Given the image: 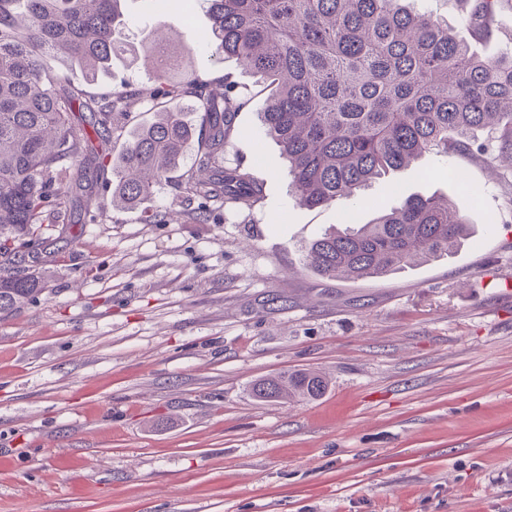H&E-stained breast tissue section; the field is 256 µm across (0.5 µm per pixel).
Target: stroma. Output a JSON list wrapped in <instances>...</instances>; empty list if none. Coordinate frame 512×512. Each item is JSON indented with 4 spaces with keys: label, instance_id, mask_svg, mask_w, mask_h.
<instances>
[{
    "label": "stroma",
    "instance_id": "35a3bbf8",
    "mask_svg": "<svg viewBox=\"0 0 512 512\" xmlns=\"http://www.w3.org/2000/svg\"><path fill=\"white\" fill-rule=\"evenodd\" d=\"M122 9L130 42L167 28L209 90L228 74L251 89L224 162L263 198L199 222L174 179L115 209L107 171L81 201L92 222L44 225L29 263L47 286L0 318V512H512V180L425 154L395 196L366 191L358 220L435 193L475 236L386 277L319 276L304 249L344 207L296 203L267 95L216 55L206 0H183L182 24L155 0ZM47 66L92 104L151 76L129 59L92 82ZM304 370L323 396L250 393Z\"/></svg>",
    "mask_w": 512,
    "mask_h": 512
}]
</instances>
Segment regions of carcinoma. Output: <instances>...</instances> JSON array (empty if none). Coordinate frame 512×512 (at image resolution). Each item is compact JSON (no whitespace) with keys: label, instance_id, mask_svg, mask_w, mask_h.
Here are the masks:
<instances>
[{"label":"carcinoma","instance_id":"obj_1","mask_svg":"<svg viewBox=\"0 0 512 512\" xmlns=\"http://www.w3.org/2000/svg\"><path fill=\"white\" fill-rule=\"evenodd\" d=\"M216 51L239 61L269 90L261 121L288 162L296 203L317 207L359 199L426 152L484 151L474 132L492 135L494 157L512 160V50L482 57L453 28L404 0H206ZM475 40L492 34L500 0H461ZM121 0H0V313L26 305L46 288L25 269V238L35 240L48 216L73 214L92 192L115 117L139 103L158 108L112 167V202L135 206L171 178L197 142L195 166L180 183L182 201L210 207L261 201L260 183L224 164L233 119L247 93L224 77V95L192 76L174 83L165 61L151 85L132 93L115 85L98 109L82 92L61 88L49 56L90 79L112 69L129 42ZM197 99L199 130L173 102ZM472 224L447 199L417 194L380 211L370 223L335 229L312 241L306 263L336 279L381 278L418 259L455 253ZM312 372L252 384L263 401L323 394Z\"/></svg>","mask_w":512,"mask_h":512}]
</instances>
